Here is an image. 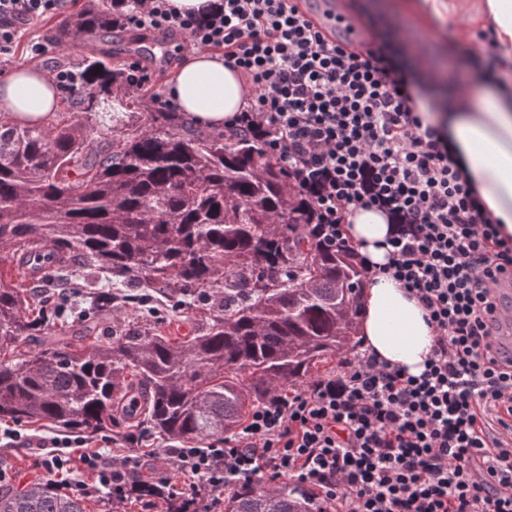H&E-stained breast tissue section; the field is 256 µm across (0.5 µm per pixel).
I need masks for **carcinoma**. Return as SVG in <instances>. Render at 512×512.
<instances>
[{"label": "carcinoma", "mask_w": 512, "mask_h": 512, "mask_svg": "<svg viewBox=\"0 0 512 512\" xmlns=\"http://www.w3.org/2000/svg\"><path fill=\"white\" fill-rule=\"evenodd\" d=\"M138 0L89 4L56 27L58 44L125 25ZM89 92L76 114L111 96L123 111L88 128L0 114V245L17 281L0 287V419L95 436L146 423L173 442L235 430L255 403L352 349L363 282L354 254L319 241L314 214L264 151L261 133H183L154 112L108 56L83 58ZM80 268L140 271L174 300L209 295L208 326L177 341L129 329L77 346L55 336ZM112 293L81 316L88 339L112 317ZM53 482L0 488V512H86ZM224 512H322L312 491L242 482Z\"/></svg>", "instance_id": "cac0c4a2"}]
</instances>
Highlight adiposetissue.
<instances>
[{
    "label": "adipose tissue",
    "instance_id": "ef3b65f1",
    "mask_svg": "<svg viewBox=\"0 0 512 512\" xmlns=\"http://www.w3.org/2000/svg\"><path fill=\"white\" fill-rule=\"evenodd\" d=\"M397 12L421 19L444 15L466 17L452 41L470 42L476 25L492 27L501 55L509 64L501 78L479 90L454 89L445 71L420 68L413 96L424 123L438 127L451 142L462 174L483 203L512 237V0H396ZM246 86L238 70L210 50L184 53L172 73L166 96L193 125L223 129L246 105ZM61 91L52 72L19 66L0 77V112L16 122L44 126L58 109ZM393 227L385 213L356 208L344 232L372 271L363 290L357 334L363 350L378 360L420 375L433 343L425 311L391 277L381 273L387 261L385 244Z\"/></svg>",
    "mask_w": 512,
    "mask_h": 512
}]
</instances>
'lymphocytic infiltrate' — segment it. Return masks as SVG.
<instances>
[{
	"label": "lymphocytic infiltrate",
	"mask_w": 512,
	"mask_h": 512,
	"mask_svg": "<svg viewBox=\"0 0 512 512\" xmlns=\"http://www.w3.org/2000/svg\"><path fill=\"white\" fill-rule=\"evenodd\" d=\"M299 0H217L206 13L144 0L130 23L220 49L240 71L248 107L231 131H258L313 207L311 231L351 249L343 226L375 207L396 226L383 271L422 305L434 340L424 371L407 374L366 354L333 374L260 402L232 435L166 454L183 475L155 471L153 495L219 505L225 490L261 475L288 478L336 512H512V360L500 361L490 322L497 290L512 279V243L479 202L440 131L413 112V61L399 35L354 46L326 36ZM66 0H0V57L19 27L59 13ZM472 75L497 80L491 32L477 34ZM508 417L493 432L491 417ZM49 473L73 463L124 503L146 462L48 450Z\"/></svg>",
	"instance_id": "1"
}]
</instances>
